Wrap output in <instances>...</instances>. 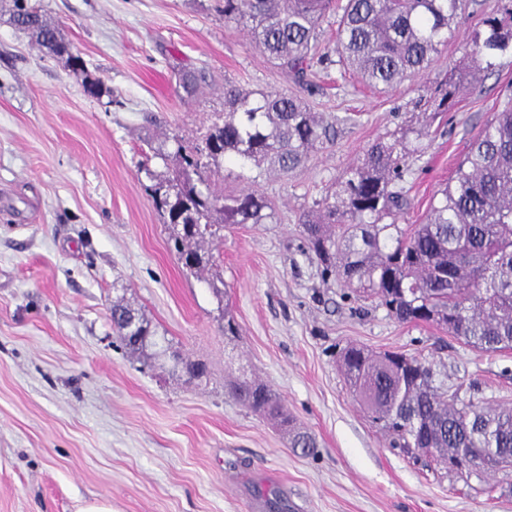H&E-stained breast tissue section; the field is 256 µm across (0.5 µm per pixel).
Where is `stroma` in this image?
<instances>
[{
    "instance_id": "35a3bbf8",
    "label": "stroma",
    "mask_w": 512,
    "mask_h": 512,
    "mask_svg": "<svg viewBox=\"0 0 512 512\" xmlns=\"http://www.w3.org/2000/svg\"><path fill=\"white\" fill-rule=\"evenodd\" d=\"M86 65L45 55L0 0V512H512L504 476L463 481L389 446L340 370L350 344L431 364L445 386L512 406V351H475L430 325L400 324L345 295L302 251L300 216L379 137L420 128L430 99L500 0H472L429 73L377 93L336 66L301 95L335 120L304 167L261 179L273 224L225 234L208 280L187 274L151 188L224 110V87H287L218 0H29ZM205 72L198 99L179 70ZM102 83L94 97L85 79ZM512 94V55L436 120L410 158V205L423 220L470 139ZM164 148L168 160L154 157ZM149 319L172 352L206 369L191 381L170 355L119 341L115 301ZM239 333H224L222 308ZM266 383L317 441L291 448L270 421L224 391L227 372Z\"/></svg>"
}]
</instances>
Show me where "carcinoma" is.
Wrapping results in <instances>:
<instances>
[{"label":"carcinoma","instance_id":"1","mask_svg":"<svg viewBox=\"0 0 512 512\" xmlns=\"http://www.w3.org/2000/svg\"><path fill=\"white\" fill-rule=\"evenodd\" d=\"M14 24L31 32L53 56L65 46L56 28L27 0H15ZM470 0H224V24L249 31L268 61L285 72L292 89L258 94L224 87V120L191 149L177 145L174 176L160 181L153 198L183 269L203 275L215 262L220 232L245 224H271L272 201L251 185L232 195L209 186L211 167L227 160L258 175L286 176L327 141L329 124L312 112L299 90L312 68L328 59L320 27L336 13V63L373 89L392 88L425 74ZM472 39L465 64L443 89L436 112L457 102L462 87H477L495 60L512 54V0L487 15ZM203 76L178 74L188 97ZM421 146L407 136L374 141L350 167L338 189L303 215L306 253L347 288L378 300L403 324H431L483 353L512 350V98L492 113L472 138L453 180L439 191L420 224L402 227L408 205L404 183L409 157ZM132 314L137 330L117 314ZM112 325L126 348L156 345L150 323L128 305H112ZM146 336L137 341L133 336ZM352 393L372 422L391 433L394 448H438L431 456L448 465L469 457L477 479L512 475V407L490 409L459 390L436 383L431 365L403 353H373L352 344L341 354ZM225 389L242 406L274 420L292 447L314 453L315 438L295 428L288 411L256 379L234 377Z\"/></svg>","mask_w":512,"mask_h":512}]
</instances>
